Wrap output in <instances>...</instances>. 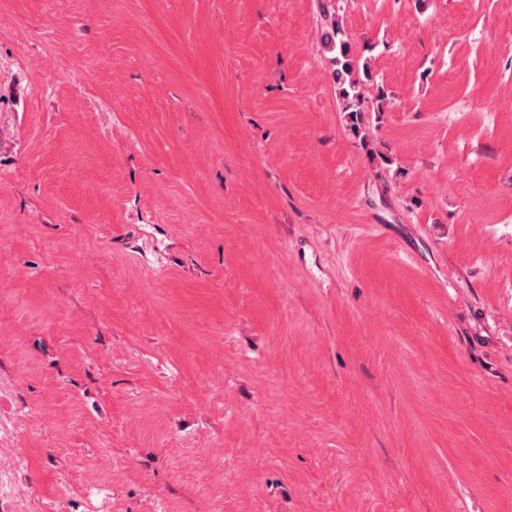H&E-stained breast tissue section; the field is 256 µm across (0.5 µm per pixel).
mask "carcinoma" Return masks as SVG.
Segmentation results:
<instances>
[{
	"mask_svg": "<svg viewBox=\"0 0 512 512\" xmlns=\"http://www.w3.org/2000/svg\"><path fill=\"white\" fill-rule=\"evenodd\" d=\"M322 44L331 54L330 63L341 109L356 120L363 112L361 76H369V61L363 62L354 56L349 37L338 19L330 18L327 22Z\"/></svg>",
	"mask_w": 512,
	"mask_h": 512,
	"instance_id": "obj_1",
	"label": "carcinoma"
}]
</instances>
